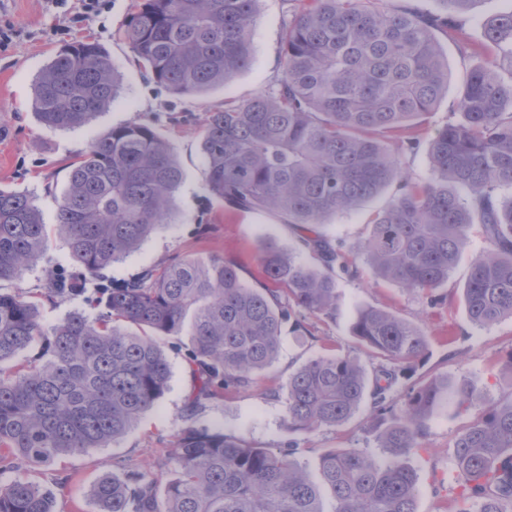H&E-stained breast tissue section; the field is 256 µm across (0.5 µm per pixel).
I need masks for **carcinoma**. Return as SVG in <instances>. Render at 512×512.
I'll list each match as a JSON object with an SVG mask.
<instances>
[{"label":"carcinoma","instance_id":"cac0c4a2","mask_svg":"<svg viewBox=\"0 0 512 512\" xmlns=\"http://www.w3.org/2000/svg\"><path fill=\"white\" fill-rule=\"evenodd\" d=\"M259 0H133L118 31L147 77L177 96L224 86L251 63ZM373 0H295L282 41L284 76L270 94L206 113L200 151L209 193L241 210H265L306 232L320 263L305 265L270 243L260 247L264 279L243 282L222 257L184 258L112 282L107 271L172 223L173 194L184 177L172 144L134 123L100 133L70 173L58 228L72 268L49 280L46 296L90 294L97 312L74 311L46 327L18 288L0 292V364L34 344L38 363L0 367V472L33 468L107 448L163 396L170 366L160 341L189 331L185 356L196 381L189 412L249 388L276 361L283 325L304 328L300 311L336 314L339 247L315 226L360 206L390 183L352 249L383 279L440 305L473 226L490 250L474 257L462 288L479 327L512 317V8L485 22L471 44L455 15L473 0H440L445 16L370 7ZM463 50L494 56L467 75L462 119L428 141L431 178L402 174L400 150H416V119L448 92V64L435 30ZM121 84L108 53L92 41L62 47L37 75L32 111L45 125L88 124ZM396 143L393 150L382 142ZM46 247L34 198L0 189V282L18 281ZM352 335L379 363L367 375L339 353L309 360L288 376V431L309 434L349 420L365 399L387 461L354 449L326 450L320 479L302 472L296 442L274 452L244 439L186 426L170 442L175 477L159 497L157 479L129 469L92 489L97 512H417L416 475L405 455L422 447L430 419L474 403L446 376L407 388L399 379L424 356V328L368 307ZM461 496L477 512L512 506V397L487 403L454 443ZM53 493L18 474L0 487V512H53Z\"/></svg>","mask_w":512,"mask_h":512}]
</instances>
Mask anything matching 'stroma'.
Instances as JSON below:
<instances>
[{
	"label": "stroma",
	"mask_w": 512,
	"mask_h": 512,
	"mask_svg": "<svg viewBox=\"0 0 512 512\" xmlns=\"http://www.w3.org/2000/svg\"><path fill=\"white\" fill-rule=\"evenodd\" d=\"M79 4L80 0H66L62 5L56 0H0V29L9 33L8 40L0 41V189L34 196L48 231L42 257L21 283L4 281L0 290L10 292L21 287L37 296L41 321L48 326L73 311L88 310L85 297L60 300L44 295L49 273L69 268L71 263L69 250L56 231L58 207L68 186L70 163L96 135L130 123H151L174 145L184 179L174 194V224L149 236L116 263L112 268L114 282L184 257L221 256L237 262L245 281L251 283L260 272L259 246L264 240L293 249L298 259L312 263L313 257L302 248L294 226L272 213L239 210L212 197L199 150L205 112L276 89L283 77L281 38L292 19V0H259L250 66L224 87L188 99L144 78L129 47L118 39L131 0H105L104 8L89 13ZM82 38L95 39L107 50L120 74L122 91L88 125L66 131L49 128L31 110L34 81L62 46ZM440 44L448 63V92L433 112L419 120L421 147L402 155L404 173L417 182L430 177L426 142L436 127L459 120L458 102L466 75L479 63L478 57L461 53L449 39H441ZM394 192V186H387L375 199L318 225V232L343 247L353 246L367 235L371 213L386 204ZM488 247L479 228H472L465 251L440 288L446 302L434 308L427 306L422 295L375 277L369 266H361L355 277L337 273L335 316H307L301 332L284 326L277 360L251 388L205 402L190 418L185 407L195 380L183 351L167 349L171 367L167 389L122 439L109 448H95L31 469L28 475L39 485L53 488V512H95L90 490L100 477L113 471L115 464L136 467L156 477L159 485H166L176 471L175 464L166 458V450L182 426L218 427L258 448L286 447V396L281 387L289 374L309 359L330 353L350 355L365 370H372L374 359L351 334L357 310L366 305L426 328L429 351L414 373L413 383L445 375L483 397H512V371L507 368V356L512 353V318L488 327L473 326L461 299L471 256ZM480 412L476 405L436 417L423 447L409 455L408 464L417 477V512H457L453 445ZM370 421V406L364 403L347 422L298 436L297 462L313 475L319 455L329 448H354L377 459L387 458L388 451L380 447Z\"/></svg>",
	"instance_id": "35a3bbf8"
}]
</instances>
